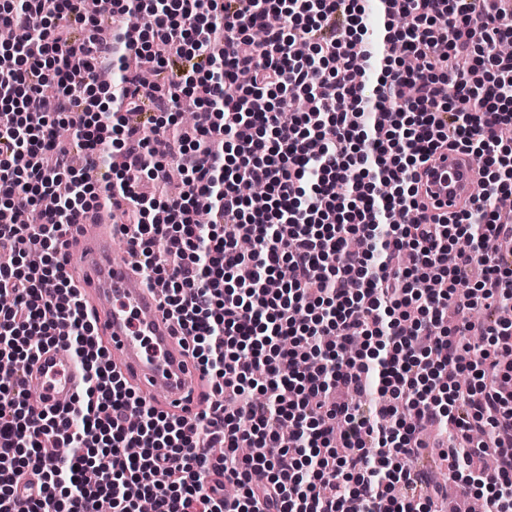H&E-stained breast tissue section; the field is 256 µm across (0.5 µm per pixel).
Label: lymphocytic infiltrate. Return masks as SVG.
Here are the masks:
<instances>
[{
    "label": "lymphocytic infiltrate",
    "mask_w": 512,
    "mask_h": 512,
    "mask_svg": "<svg viewBox=\"0 0 512 512\" xmlns=\"http://www.w3.org/2000/svg\"><path fill=\"white\" fill-rule=\"evenodd\" d=\"M381 0L402 28L382 36L416 64L381 65L358 0H112L141 16L98 41L87 0H0V361L72 352L85 373L65 406L40 409L22 378L0 388V512H433L435 491L406 464L430 427L449 431L452 475L512 505V320L465 319L512 303V262L459 239H512L493 199L512 181L498 155L512 128V14L495 0ZM167 72L100 83L96 56ZM380 68L375 88L357 74ZM458 84L459 104L448 101ZM309 111L282 124L289 98ZM197 108L193 138L177 121ZM154 103L155 136L127 117ZM74 120L72 142L58 140ZM497 155L474 210L408 223L418 176L442 148ZM192 154L179 194L165 160ZM79 183L58 195L63 177ZM246 182L265 197L248 200ZM57 196L39 224L20 210ZM126 204L148 282L211 382L193 424L156 409L93 341L81 293L59 260L70 224ZM207 212L208 223L197 221ZM251 238L253 251L239 249ZM373 390L370 406L337 401ZM63 457L42 452L47 441ZM223 456H214L213 444ZM494 469H482L483 457ZM221 472L218 489L211 475Z\"/></svg>",
    "instance_id": "f902f5d3"
}]
</instances>
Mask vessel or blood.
Here are the masks:
<instances>
[{
  "mask_svg": "<svg viewBox=\"0 0 512 512\" xmlns=\"http://www.w3.org/2000/svg\"><path fill=\"white\" fill-rule=\"evenodd\" d=\"M428 168L429 213L450 215L470 205L480 172L471 157L443 150ZM127 237L125 225L79 217L62 239L61 262L69 274L77 275L97 338L109 348L121 375L142 395L161 392L166 412L193 423L202 411L197 399L202 373L177 342L175 325L158 294L131 264L113 260L114 243ZM82 384V368L59 348L43 349L27 369V389L45 409L72 399Z\"/></svg>",
  "mask_w": 512,
  "mask_h": 512,
  "instance_id": "obj_1",
  "label": "vessel or blood"
}]
</instances>
